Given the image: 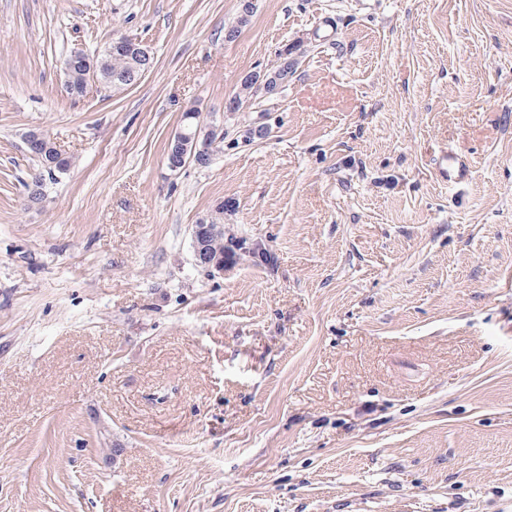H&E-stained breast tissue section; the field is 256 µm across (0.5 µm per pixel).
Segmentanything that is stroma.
Here are the masks:
<instances>
[{"mask_svg":"<svg viewBox=\"0 0 512 512\" xmlns=\"http://www.w3.org/2000/svg\"><path fill=\"white\" fill-rule=\"evenodd\" d=\"M253 3L0 0V512H512V0ZM116 34L151 71L68 95ZM191 106L224 151L174 172ZM38 133L37 141L34 149L27 148L28 152L36 159L39 166V173L36 174L31 182L26 184V193L28 202L31 205H35L43 200L46 192V183L45 176L47 175L49 179H56L54 177H59L60 175L66 174L72 165L71 160L62 156V154L57 150L56 143L53 141L48 132L41 129H33ZM44 161L53 162L52 166H49V170L46 169ZM51 173V176L49 175ZM32 188H36L33 189ZM439 175L448 182L459 183L468 178L469 170L461 161L445 155L439 168ZM200 223H205V220L200 221ZM217 219L215 220L211 218V220H206L205 224H194L193 226V239L195 248L201 245L206 236H208L212 232V228L216 230V233H211L205 242V246L203 250L200 252H196V260L200 264V266L207 268L213 262L224 259V234H221L218 230L223 224H218ZM210 224L211 227H210ZM224 227V226H223ZM217 272L218 274H223L224 272V262L219 261L215 262L211 267L210 272Z\"/></svg>","mask_w":512,"mask_h":512,"instance_id":"stroma-1","label":"stroma"}]
</instances>
